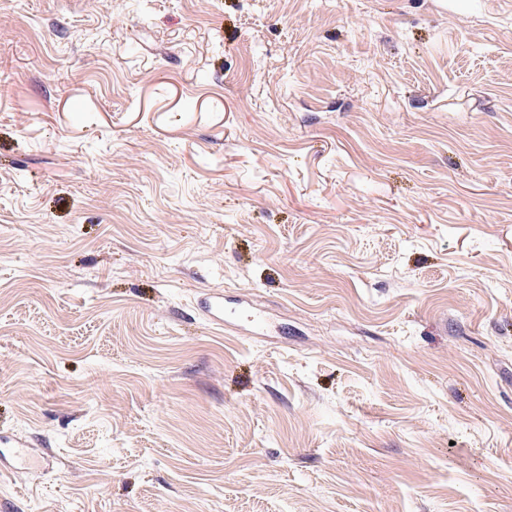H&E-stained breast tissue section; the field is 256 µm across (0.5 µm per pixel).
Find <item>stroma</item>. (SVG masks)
<instances>
[{
	"label": "stroma",
	"mask_w": 512,
	"mask_h": 512,
	"mask_svg": "<svg viewBox=\"0 0 512 512\" xmlns=\"http://www.w3.org/2000/svg\"><path fill=\"white\" fill-rule=\"evenodd\" d=\"M20 444L0 512H512V0H0Z\"/></svg>",
	"instance_id": "1"
}]
</instances>
